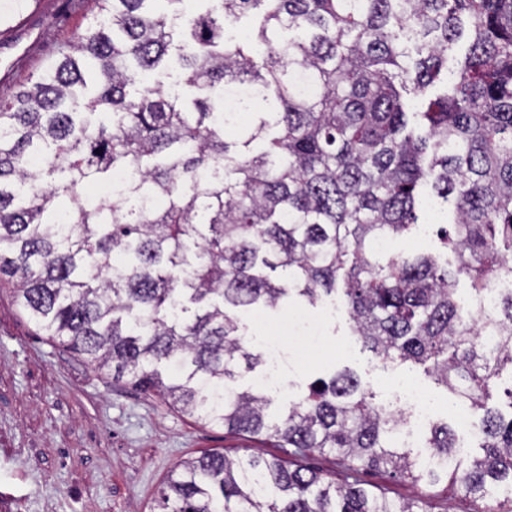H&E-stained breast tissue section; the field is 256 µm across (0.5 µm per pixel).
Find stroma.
<instances>
[{
  "instance_id": "stroma-1",
  "label": "stroma",
  "mask_w": 512,
  "mask_h": 512,
  "mask_svg": "<svg viewBox=\"0 0 512 512\" xmlns=\"http://www.w3.org/2000/svg\"><path fill=\"white\" fill-rule=\"evenodd\" d=\"M98 0H40L34 28L22 25L14 0H0V98L9 100L33 73L55 58L59 46L78 40ZM425 231L399 242L397 252L453 260L436 235L452 213L424 193ZM288 397L304 396L309 383L337 370L353 372L384 401L394 371L383 369L352 336L344 309L327 319L322 345L313 351L284 344ZM264 457L282 451L217 426H201L158 397L113 384L58 342L42 336L0 288V491L16 496L0 512H156L166 476L206 450ZM367 485L389 498L422 500L429 512H488L493 498L476 500L449 489L446 479L412 484L384 470L364 474Z\"/></svg>"
}]
</instances>
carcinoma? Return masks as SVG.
Returning <instances> with one entry per match:
<instances>
[{
  "instance_id": "1",
  "label": "carcinoma",
  "mask_w": 512,
  "mask_h": 512,
  "mask_svg": "<svg viewBox=\"0 0 512 512\" xmlns=\"http://www.w3.org/2000/svg\"><path fill=\"white\" fill-rule=\"evenodd\" d=\"M166 2L99 0L80 40L0 100V286L112 381L291 459L206 453L168 477L162 512H422L361 486L378 469L472 498L512 487V417L487 407L512 366V292L484 337L453 288L512 274V0ZM464 37L452 92L428 94ZM172 49L180 80L150 79ZM120 168L136 187L84 192ZM424 184L455 207L450 268L373 248L410 234ZM338 292L378 363L421 365L484 411L478 455L443 467L394 447L399 414L348 371L276 419L239 385L263 363L242 314ZM426 447L448 462L455 431L432 425ZM316 452L342 483L303 464Z\"/></svg>"
}]
</instances>
